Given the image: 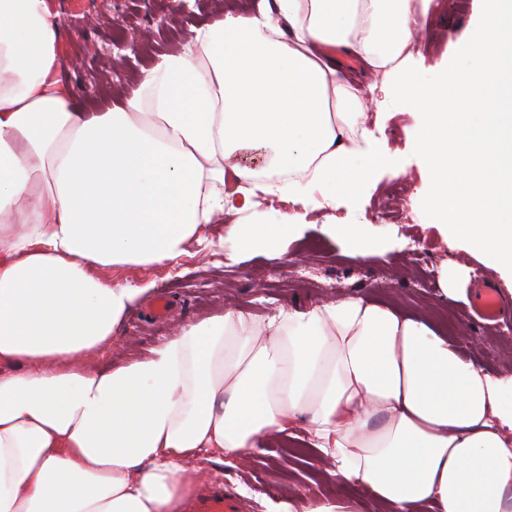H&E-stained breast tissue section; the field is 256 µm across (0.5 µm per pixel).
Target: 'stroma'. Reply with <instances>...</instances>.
<instances>
[{"instance_id": "35a3bbf8", "label": "stroma", "mask_w": 512, "mask_h": 512, "mask_svg": "<svg viewBox=\"0 0 512 512\" xmlns=\"http://www.w3.org/2000/svg\"><path fill=\"white\" fill-rule=\"evenodd\" d=\"M50 2L62 19L64 76L77 102L92 109L135 92L143 70L163 56L181 52L194 27L224 17V0H192L186 12L177 10L176 0ZM482 9V0H466L462 7L455 0H437L416 62L424 82H438L447 67L465 64L467 50L459 36L477 30ZM421 110L406 97L395 98L383 109L369 101L368 115L382 117L380 136L396 167L378 168L374 184L346 207L305 210V231L284 242L282 261L269 260L260 251L232 259L224 243L230 224H270L292 211L288 202L266 200L235 216L214 219L206 240L176 261L104 270L112 282L138 283L148 286L149 292L111 346L91 354L89 363L107 367L147 357L180 327L228 309L266 320L282 310L369 294L428 317L485 369L512 375V312L499 322L479 323L469 318L468 302L448 297L440 286L442 272L458 266L466 273L467 288L484 281L512 302V277L469 252L463 240L447 237L444 228L431 221L429 180L417 148ZM394 192L402 203L395 216L381 206ZM330 222L362 225L369 256H353L351 240L326 231ZM161 294L171 303V313L163 321L152 316ZM191 465L202 482L222 487L245 512H277L280 503L294 497L336 496L335 484L325 477L328 459L311 447L303 431L221 464L202 452Z\"/></svg>"}]
</instances>
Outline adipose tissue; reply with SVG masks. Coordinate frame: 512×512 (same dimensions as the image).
I'll return each instance as SVG.
<instances>
[{"instance_id":"adipose-tissue-1","label":"adipose tissue","mask_w":512,"mask_h":512,"mask_svg":"<svg viewBox=\"0 0 512 512\" xmlns=\"http://www.w3.org/2000/svg\"><path fill=\"white\" fill-rule=\"evenodd\" d=\"M433 0H259L196 28L139 89L84 112L46 0H0V512H181L189 462L236 457L307 420L341 493L281 512H512V376L420 318L367 298L234 310L142 360L81 364L146 288L112 266L176 260L256 199L359 195L386 156L364 92L427 106L417 127L433 217L512 274V0H484L476 63L421 82ZM381 82L346 81L339 56ZM296 216L230 225L234 253L282 257Z\"/></svg>"}]
</instances>
